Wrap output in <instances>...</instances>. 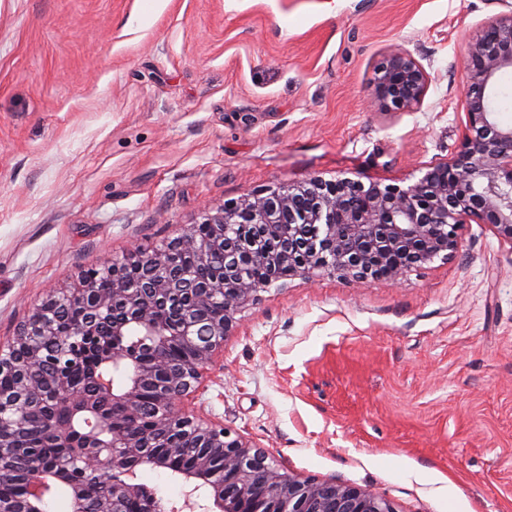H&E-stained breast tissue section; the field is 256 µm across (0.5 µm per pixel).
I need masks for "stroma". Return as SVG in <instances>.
<instances>
[{"label":"stroma","mask_w":512,"mask_h":512,"mask_svg":"<svg viewBox=\"0 0 512 512\" xmlns=\"http://www.w3.org/2000/svg\"><path fill=\"white\" fill-rule=\"evenodd\" d=\"M512 0H0V342L204 205L319 175L398 184L465 130L464 34ZM402 47L431 82L375 112ZM190 404L287 474L397 512H512V244L471 223L397 286L288 280Z\"/></svg>","instance_id":"1"}]
</instances>
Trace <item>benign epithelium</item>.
Segmentation results:
<instances>
[{
  "label": "benign epithelium",
  "mask_w": 512,
  "mask_h": 512,
  "mask_svg": "<svg viewBox=\"0 0 512 512\" xmlns=\"http://www.w3.org/2000/svg\"><path fill=\"white\" fill-rule=\"evenodd\" d=\"M512 69V13L491 18L468 36L464 55L465 132L455 155L427 168L407 185H368L350 177L319 175L276 190L247 194L216 208L160 248H131L122 259L81 273L72 287L52 295L0 343V470L32 413L43 414L64 460L35 462L26 473L71 484V512H85L83 490L95 479L114 483L99 512H125L142 496L116 477L132 464L174 470L187 490L181 510L198 506L206 491L210 512H396L393 503L365 489L282 472L256 443L222 424L186 411L203 388L206 369L224 352L236 314L270 285L324 270L343 280L401 284L413 268L448 260L461 230L488 225L512 245V124L492 106L499 73ZM430 75L401 47L377 65L369 96L380 112L418 106ZM224 254L229 267L199 284L196 270ZM126 315L112 322V353L102 364L122 378L96 377L112 396L105 412L98 393L74 385L70 370L99 340V322L112 303ZM139 336L131 345L129 337ZM183 346L191 361L171 368L164 352ZM94 416L111 429L108 445L79 439L58 421V409ZM196 448L191 466L175 468L176 448ZM165 452L157 453L155 449Z\"/></svg>",
  "instance_id": "1"
}]
</instances>
